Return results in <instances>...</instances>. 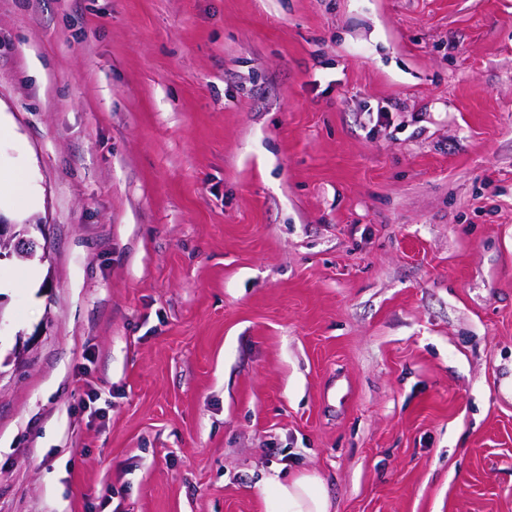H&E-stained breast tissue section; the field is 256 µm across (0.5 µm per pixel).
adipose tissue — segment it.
<instances>
[{
	"label": "adipose tissue",
	"mask_w": 512,
	"mask_h": 512,
	"mask_svg": "<svg viewBox=\"0 0 512 512\" xmlns=\"http://www.w3.org/2000/svg\"><path fill=\"white\" fill-rule=\"evenodd\" d=\"M262 493L266 512H330L331 500L324 481L316 474L301 473L290 479L272 475Z\"/></svg>",
	"instance_id": "ef3b65f1"
}]
</instances>
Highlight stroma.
<instances>
[{"label": "stroma", "instance_id": "35a3bbf8", "mask_svg": "<svg viewBox=\"0 0 512 512\" xmlns=\"http://www.w3.org/2000/svg\"><path fill=\"white\" fill-rule=\"evenodd\" d=\"M19 172L0 512H512V0H0ZM33 224H14L3 219L0 215V243L11 245L16 250L36 254L41 248L39 241L32 236ZM37 228V227H36ZM262 488L265 512H331L328 490L315 473H300L288 480L271 475Z\"/></svg>", "mask_w": 512, "mask_h": 512}]
</instances>
